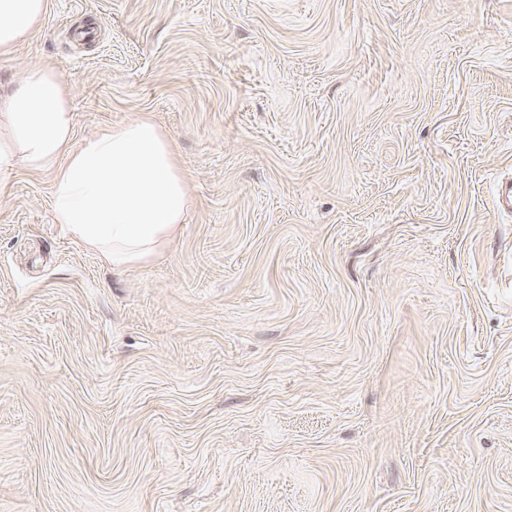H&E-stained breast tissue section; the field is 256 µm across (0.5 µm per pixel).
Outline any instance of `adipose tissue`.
Listing matches in <instances>:
<instances>
[{
	"label": "adipose tissue",
	"instance_id": "obj_1",
	"mask_svg": "<svg viewBox=\"0 0 512 512\" xmlns=\"http://www.w3.org/2000/svg\"><path fill=\"white\" fill-rule=\"evenodd\" d=\"M48 0H0V58L41 29ZM52 174L55 223L114 267L148 260L190 207L171 139L149 118L76 139L71 89L50 63L16 68L0 91V201L20 170Z\"/></svg>",
	"mask_w": 512,
	"mask_h": 512
}]
</instances>
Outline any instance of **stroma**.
Masks as SVG:
<instances>
[{"label": "stroma", "instance_id": "1", "mask_svg": "<svg viewBox=\"0 0 512 512\" xmlns=\"http://www.w3.org/2000/svg\"><path fill=\"white\" fill-rule=\"evenodd\" d=\"M75 136L191 205L112 268L0 204V512H512V0H49Z\"/></svg>", "mask_w": 512, "mask_h": 512}]
</instances>
